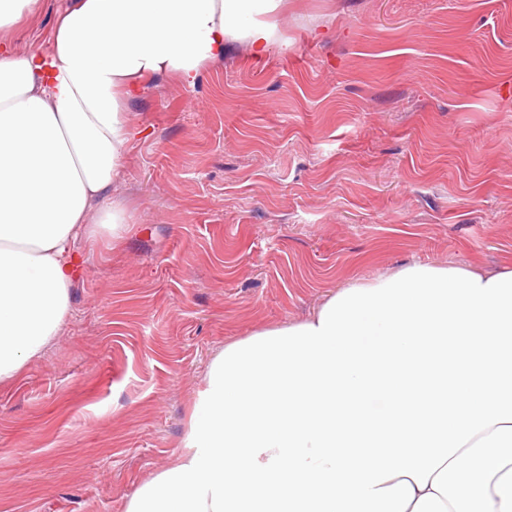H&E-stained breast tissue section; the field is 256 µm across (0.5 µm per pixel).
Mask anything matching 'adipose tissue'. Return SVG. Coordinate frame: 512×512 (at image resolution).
Here are the masks:
<instances>
[{"mask_svg":"<svg viewBox=\"0 0 512 512\" xmlns=\"http://www.w3.org/2000/svg\"><path fill=\"white\" fill-rule=\"evenodd\" d=\"M279 0H74L49 51L0 37V384L58 336L151 76L255 54ZM512 512V269L413 263L210 361L175 463L126 512Z\"/></svg>","mask_w":512,"mask_h":512,"instance_id":"adipose-tissue-1","label":"adipose tissue"}]
</instances>
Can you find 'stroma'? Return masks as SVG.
<instances>
[{"instance_id": "stroma-1", "label": "stroma", "mask_w": 512, "mask_h": 512, "mask_svg": "<svg viewBox=\"0 0 512 512\" xmlns=\"http://www.w3.org/2000/svg\"><path fill=\"white\" fill-rule=\"evenodd\" d=\"M72 0L4 32L48 49ZM194 84L162 73L71 313L0 385V512H126L211 358L421 262L512 267V0H281Z\"/></svg>"}]
</instances>
